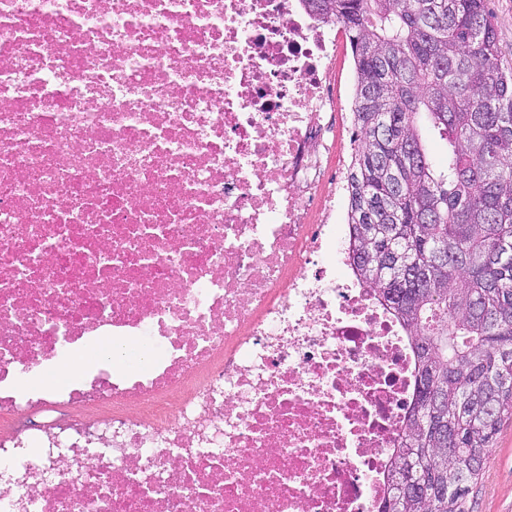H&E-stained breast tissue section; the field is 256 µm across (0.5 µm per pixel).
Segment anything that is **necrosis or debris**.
Returning a JSON list of instances; mask_svg holds the SVG:
<instances>
[{
    "instance_id": "1",
    "label": "necrosis or debris",
    "mask_w": 512,
    "mask_h": 512,
    "mask_svg": "<svg viewBox=\"0 0 512 512\" xmlns=\"http://www.w3.org/2000/svg\"><path fill=\"white\" fill-rule=\"evenodd\" d=\"M342 43L303 0H0V512H377L415 353L321 174Z\"/></svg>"
}]
</instances>
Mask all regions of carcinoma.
Segmentation results:
<instances>
[{
	"label": "carcinoma",
	"mask_w": 512,
	"mask_h": 512,
	"mask_svg": "<svg viewBox=\"0 0 512 512\" xmlns=\"http://www.w3.org/2000/svg\"><path fill=\"white\" fill-rule=\"evenodd\" d=\"M310 2L356 69L353 264L416 353L380 512H471L512 420V68L486 0Z\"/></svg>",
	"instance_id": "1"
}]
</instances>
